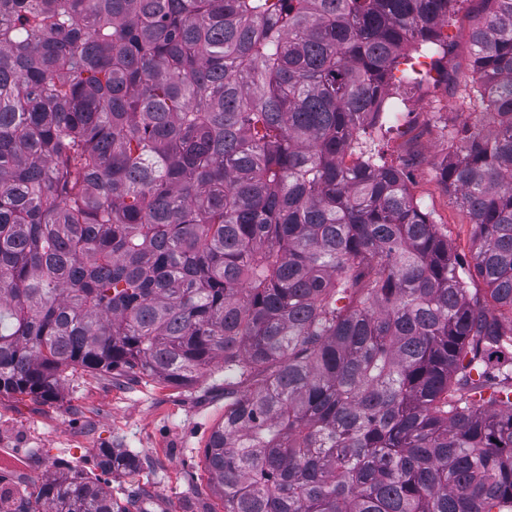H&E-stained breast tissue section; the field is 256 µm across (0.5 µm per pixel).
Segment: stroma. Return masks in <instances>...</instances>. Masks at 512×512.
<instances>
[{
	"label": "stroma",
	"instance_id": "stroma-1",
	"mask_svg": "<svg viewBox=\"0 0 512 512\" xmlns=\"http://www.w3.org/2000/svg\"><path fill=\"white\" fill-rule=\"evenodd\" d=\"M480 0H466L444 33L445 59H423L422 88L407 97L401 126L380 142L388 165L409 173V187L424 210L448 237V245L473 275L474 228L465 208L441 181L440 169L452 160L448 127L455 117V95L470 80L469 53L473 18ZM224 415V373L215 371L205 383L173 387L157 379H113L111 374L75 373L58 399L28 395L0 398V448H10L27 461L30 475L16 480L0 464V489L29 495L52 471L53 463L83 472L106 486L116 512H123L132 489L143 491L142 512H224V502L208 485L204 451L212 429ZM101 448H127L137 453V472L121 469L102 474L94 466Z\"/></svg>",
	"mask_w": 512,
	"mask_h": 512
}]
</instances>
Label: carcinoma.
<instances>
[{
    "label": "carcinoma",
    "instance_id": "1",
    "mask_svg": "<svg viewBox=\"0 0 512 512\" xmlns=\"http://www.w3.org/2000/svg\"><path fill=\"white\" fill-rule=\"evenodd\" d=\"M458 2L0 0V397L218 366L224 512H512V0L459 92L493 125L441 170L485 294L369 132ZM34 502L114 512L78 472L0 490Z\"/></svg>",
    "mask_w": 512,
    "mask_h": 512
}]
</instances>
